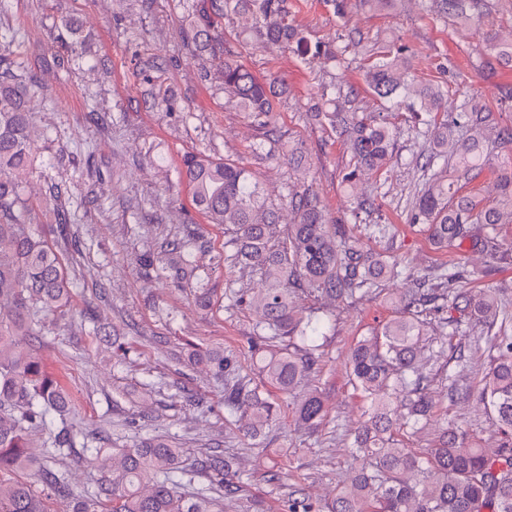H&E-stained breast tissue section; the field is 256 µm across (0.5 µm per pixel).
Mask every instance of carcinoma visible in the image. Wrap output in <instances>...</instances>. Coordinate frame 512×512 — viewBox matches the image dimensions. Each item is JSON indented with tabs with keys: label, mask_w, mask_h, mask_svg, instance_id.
Instances as JSON below:
<instances>
[{
	"label": "carcinoma",
	"mask_w": 512,
	"mask_h": 512,
	"mask_svg": "<svg viewBox=\"0 0 512 512\" xmlns=\"http://www.w3.org/2000/svg\"><path fill=\"white\" fill-rule=\"evenodd\" d=\"M401 2L356 0V5L377 14L394 11ZM430 7L460 24L480 19L487 11L486 0H431ZM184 9L191 19L184 42L211 55L224 92L255 118H267L274 111L273 90L224 53V19L249 15L257 42L284 47L294 43L317 61L336 60L326 49L303 45L304 37L288 19L287 0H187ZM483 37L495 49V62H487L488 68L512 62V43H496L489 28ZM365 81L374 95L392 106L404 104L429 116L424 134L432 146L420 162L422 183L413 195L409 222L425 225L439 249L469 239L471 249L496 257L494 225L512 224V168L500 172L498 196L488 204L459 194L457 184L484 170L493 144L512 147V129L493 131L492 112L471 98L463 100L457 112L438 118L444 91L409 78L402 47L376 52ZM28 95L17 66L0 54V304L9 306L8 314L0 317V512H46L32 485L6 477V472L22 467L34 469L43 488L61 497L70 494L67 477L37 464L29 452V431L52 429L54 447L87 450L82 433L64 424L70 411L68 393L36 351L21 347L23 337L40 335L46 320L65 314L74 285L38 225L31 223L24 198L23 180L33 172L36 154ZM353 96V88L331 82L321 87L311 107L348 144L352 166L344 174L347 183L382 172L393 145L387 122L348 106ZM182 176L195 207L212 223L232 226L224 260L259 276L263 287L246 295L245 304L260 314L267 339L288 337L301 344V355L284 350L262 356L266 383L283 394L313 371L321 336L314 316L296 312L294 292L349 300L371 293L380 278L412 281L398 296L397 315L357 341L350 352V381L363 402L364 420L353 433L355 463L348 480L322 506L304 494L291 495L288 512H512V336L505 333L512 317L507 305L492 292L455 287L460 275L453 269L440 274L447 287L423 289V282L404 275L398 260L365 253L352 244L342 220L328 223L319 197L308 189L288 193L294 220L275 248L270 241L277 212L266 205L259 185L243 168L193 153L184 157ZM193 237L194 231L185 228L182 237L166 243L164 253L141 254L140 264L165 267L176 287L199 279V266L187 251ZM446 307L459 314L450 324L471 320L487 329L494 360L477 398L492 416L502 443L496 448L473 447L458 427H444L438 443L418 454L395 439L397 417L413 434L431 421L436 402L428 393V375L420 361L430 359L428 316ZM195 362L209 366L218 379L236 370L235 359L222 353L200 355ZM224 406L248 413L249 435L276 421L279 411L259 387L241 383L224 388ZM295 413L299 422L314 428L324 417V401L313 391ZM183 457L182 449L159 437L125 448L118 473L105 476L95 498L75 501L72 512H219L216 502L238 489L239 474L223 454L205 451L194 460L193 472L210 478L209 492L183 495L171 479Z\"/></svg>",
	"instance_id": "1"
}]
</instances>
